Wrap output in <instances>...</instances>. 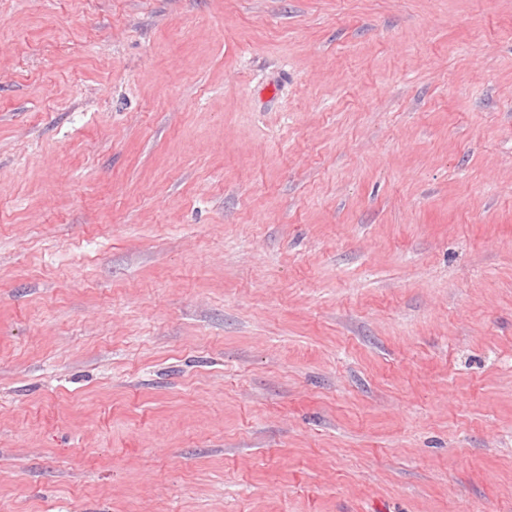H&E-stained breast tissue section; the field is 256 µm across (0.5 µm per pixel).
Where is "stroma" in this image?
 <instances>
[{"instance_id":"stroma-1","label":"stroma","mask_w":512,"mask_h":512,"mask_svg":"<svg viewBox=\"0 0 512 512\" xmlns=\"http://www.w3.org/2000/svg\"><path fill=\"white\" fill-rule=\"evenodd\" d=\"M0 512H512V0H0Z\"/></svg>"}]
</instances>
